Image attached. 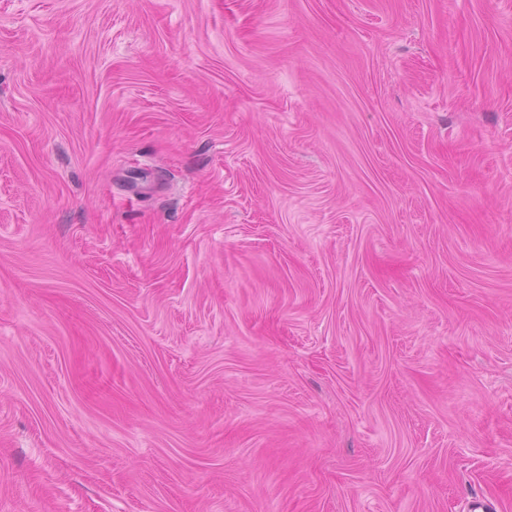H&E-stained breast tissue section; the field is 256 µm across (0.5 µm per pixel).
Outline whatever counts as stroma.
<instances>
[{
	"label": "stroma",
	"mask_w": 512,
	"mask_h": 512,
	"mask_svg": "<svg viewBox=\"0 0 512 512\" xmlns=\"http://www.w3.org/2000/svg\"><path fill=\"white\" fill-rule=\"evenodd\" d=\"M512 512V0H0V512Z\"/></svg>",
	"instance_id": "stroma-1"
}]
</instances>
